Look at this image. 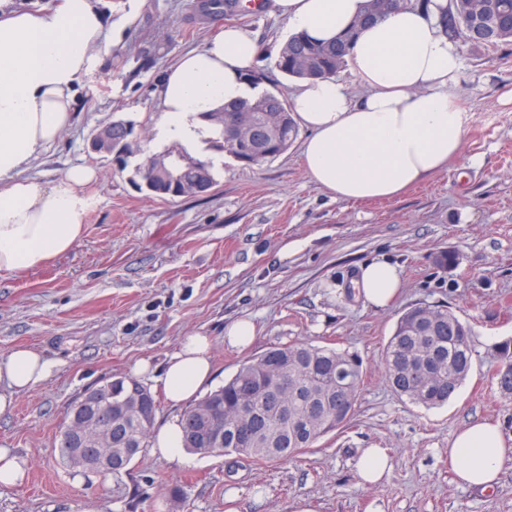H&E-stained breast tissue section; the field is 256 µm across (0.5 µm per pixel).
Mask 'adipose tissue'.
<instances>
[{
  "instance_id": "ef3b65f1",
  "label": "adipose tissue",
  "mask_w": 512,
  "mask_h": 512,
  "mask_svg": "<svg viewBox=\"0 0 512 512\" xmlns=\"http://www.w3.org/2000/svg\"><path fill=\"white\" fill-rule=\"evenodd\" d=\"M0 0V275L44 267L85 234L99 199L97 174L73 167L42 183L25 171L73 125L78 87L103 55L120 44L135 10L107 16L100 0H58L37 12L10 11ZM448 0L389 13L362 28L348 57L352 81L301 82L291 98L295 120L308 129L302 161L310 180L340 200L392 199L457 158L467 114L451 92L462 77L457 43L438 22ZM365 0H273L292 32L334 39L357 20ZM258 46L228 26L203 47L181 54L159 78L158 137L193 144L209 124L203 115L253 94L246 75ZM363 87L354 95L352 84ZM398 265L362 264L353 282L372 307L390 305L401 288ZM212 341L185 337L160 378L174 404L195 400L213 383ZM50 363L32 348L0 358V413L14 393L36 388ZM512 454L497 425L475 419L448 444L461 483L493 488Z\"/></svg>"
}]
</instances>
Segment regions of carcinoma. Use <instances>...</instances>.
<instances>
[{
	"label": "carcinoma",
	"mask_w": 512,
	"mask_h": 512,
	"mask_svg": "<svg viewBox=\"0 0 512 512\" xmlns=\"http://www.w3.org/2000/svg\"><path fill=\"white\" fill-rule=\"evenodd\" d=\"M430 0H367L363 17L334 40L321 42L303 34L290 36L281 46L276 67L288 78H334L347 65V57L364 18L378 13L382 18L406 6H428ZM439 23L453 36H462L477 46L512 41V0H449ZM236 113L257 130L247 147L236 144L231 129L224 126L223 113ZM216 138L211 148L226 151L242 165H260L288 149L297 136V124L281 91H262L248 100L224 106L206 115ZM134 124L112 127V140L127 158L137 155L130 143ZM194 163L191 178L208 186L215 184L211 162L178 148ZM471 328L448 308L417 304L397 321L384 348L385 380L391 390L408 402L436 408L455 396L472 367ZM497 372L512 376V339L498 345ZM288 364L293 374L283 386L275 377V366ZM351 381L352 398L362 381L358 355L328 346L299 342L274 346L242 364L224 386L191 404L181 425L184 448L201 456L213 448L255 461L295 458L324 436L340 428L337 420L342 383ZM218 414L223 435L219 444L199 434L204 415ZM151 425L134 416L112 418V473L128 470L148 445Z\"/></svg>",
	"instance_id": "cac0c4a2"
}]
</instances>
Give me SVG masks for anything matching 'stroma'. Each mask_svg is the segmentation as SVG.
Instances as JSON below:
<instances>
[{
	"label": "stroma",
	"mask_w": 512,
	"mask_h": 512,
	"mask_svg": "<svg viewBox=\"0 0 512 512\" xmlns=\"http://www.w3.org/2000/svg\"><path fill=\"white\" fill-rule=\"evenodd\" d=\"M204 0H143L136 23L79 86L76 119L26 174L41 182L68 168L98 171L100 197L83 238L48 266L0 275V358L18 346L39 351L49 377L0 414V448L24 461L23 484L0 488V512H512V455L488 491L460 485L448 441L475 418L497 424L512 448V396L499 393L495 346L512 339V42L459 41L463 76L454 93L468 116L462 151L448 168L391 200L343 201L311 182L299 129L288 150L254 167L208 141L194 154L213 163L206 193L163 200L139 189L133 170L116 171L92 152V133L112 121L135 125L144 151L160 152L157 82L178 56L233 24L260 48L262 90L292 94L275 66L286 20L262 10L233 19L202 11ZM456 255L449 270L438 252ZM398 263L402 290L387 309L364 304L351 286L377 257ZM427 303L448 307L472 330L473 365L448 404L401 400L384 378L383 348L400 314ZM251 319L249 350L225 346V327ZM213 340L216 386L275 345L332 344L357 353L363 382L348 422L291 460L188 454L171 462L144 450L118 475L67 466L57 442L71 403L118 377H137L156 399L155 425L181 417L158 383L183 336ZM389 456L387 479L364 485L362 449Z\"/></svg>",
	"instance_id": "1"
}]
</instances>
